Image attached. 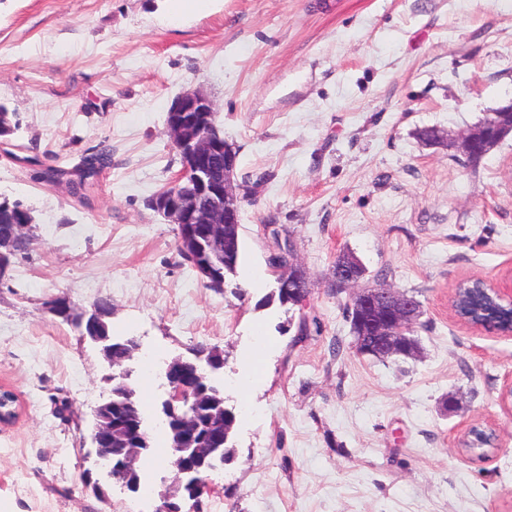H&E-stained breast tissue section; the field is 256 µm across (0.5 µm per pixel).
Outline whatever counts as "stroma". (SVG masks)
Returning a JSON list of instances; mask_svg holds the SVG:
<instances>
[{
  "label": "stroma",
  "mask_w": 512,
  "mask_h": 512,
  "mask_svg": "<svg viewBox=\"0 0 512 512\" xmlns=\"http://www.w3.org/2000/svg\"><path fill=\"white\" fill-rule=\"evenodd\" d=\"M193 89L238 152L242 297L202 287L149 206L181 169L167 113ZM511 101L512 0H214L178 23L160 0H0V104L20 148L0 152V199L34 226L0 280V388L19 408L0 426V512H152L173 477L144 456L149 492L84 484L110 369L49 312L55 296L109 300L113 335L166 363L222 351L226 407L260 415L236 419L204 512H512V336L450 306L458 283L512 272V136L475 166L418 137ZM103 146L112 165L86 204L18 161L70 169ZM287 243L310 277L298 306L269 298ZM343 250L366 284L419 300L418 357L354 351L350 295L330 287ZM486 423L495 449L460 453Z\"/></svg>",
  "instance_id": "stroma-1"
}]
</instances>
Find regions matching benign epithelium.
<instances>
[{"label":"benign epithelium","instance_id":"1","mask_svg":"<svg viewBox=\"0 0 512 512\" xmlns=\"http://www.w3.org/2000/svg\"><path fill=\"white\" fill-rule=\"evenodd\" d=\"M216 115L215 104L207 93L195 89L183 93L169 110L167 133L174 147L184 157V167L173 188L165 189L152 199L153 208L163 214L181 231V248L190 254L194 250L209 249L217 256L224 254V225L237 223L241 209V197L237 192L235 175L238 153L222 136L211 119ZM490 123L481 121L467 132L451 137L434 131L430 144L456 150L466 158L484 156L497 146L491 135ZM280 274H288V282L296 285L295 296L305 298L309 281L305 268L294 261L288 252V267L277 266ZM364 275L363 267L349 257H341L331 275V287L341 294L353 289ZM355 304V321L362 326V334L354 338V348L363 356L382 357L394 354L406 358L418 356L419 346L407 336L420 318V303L407 294L380 285L361 288L352 294ZM105 315L92 309L82 315L86 335L102 344L112 345V336L99 330ZM199 350L192 359L177 358L164 371V395L158 421L173 422L171 425L174 458L173 485L183 489L187 498L197 501L209 488V477L203 474L197 460L208 461L215 471L224 465L226 429L219 426L216 443L201 447L197 444L198 426L193 407L206 398L200 383L207 373L224 368V362L211 356H203ZM136 443H124L118 450L112 449V426L96 421L92 432V445L100 460L117 461L108 469L110 480L131 492L139 484L128 480V474L136 471L135 461L150 436L143 419L135 421ZM153 512H183L182 504L173 494L159 495Z\"/></svg>","mask_w":512,"mask_h":512}]
</instances>
